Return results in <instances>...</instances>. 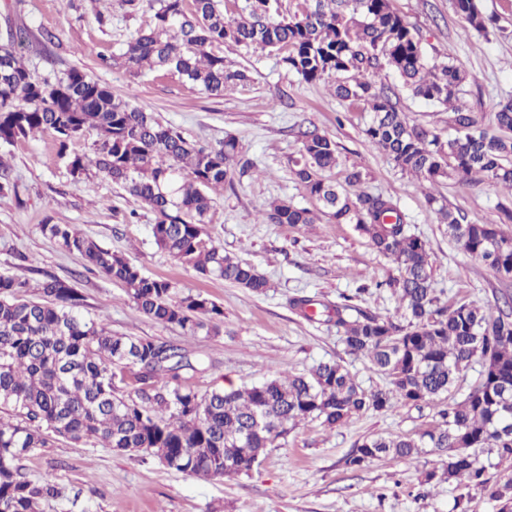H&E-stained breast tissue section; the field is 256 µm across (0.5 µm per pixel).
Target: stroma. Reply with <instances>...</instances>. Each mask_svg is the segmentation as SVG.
<instances>
[{
	"mask_svg": "<svg viewBox=\"0 0 512 512\" xmlns=\"http://www.w3.org/2000/svg\"><path fill=\"white\" fill-rule=\"evenodd\" d=\"M497 29L489 36L465 33V20L449 0H391L393 10L414 27L429 58H450L476 75L462 96L481 126H488L498 104L512 97V0H477ZM147 4L132 8L123 0H0V48L10 47L8 27L24 25L28 41L17 53L38 74L75 66L111 87L114 94L153 113L163 125L194 144L215 146L235 136L252 170L235 174L233 186L213 193L206 229L225 253L255 265L271 282L264 295L200 275L154 241L155 214L95 167L73 174L69 157H94L96 132L75 139L59 154L51 133L11 145L0 143V160L19 185L18 195H0V274L37 285L54 277L81 296V313L112 333L183 343L187 372L197 391L238 389L279 372L302 374L322 362L339 361L367 390L385 379L366 359L347 354L331 323L312 322L294 310L298 296L336 303L351 297L357 312L402 320L404 310L393 287L396 264L378 253L351 224L322 219L318 224H271L261 209L288 198L302 207L312 200L296 178L300 125H314L336 144L338 164L330 177L343 183L347 170L361 167L364 187L389 192L405 213L412 233L426 240L440 304L480 300L497 308L498 291L512 290V278L497 274L465 253L441 224L438 205L461 211L473 224L500 222L499 204L512 194L484 183L452 177L435 184L403 174L365 135L367 109L337 99L330 80L305 83L275 54L243 50L226 43L218 52L225 65L246 71L248 80L216 97L171 72L136 75L115 58L136 33L147 28ZM51 33L58 64H48L40 41ZM113 58L110 66L102 57ZM398 108L409 123L448 135V111L401 93ZM46 224H73L100 246L118 252L148 277L176 283L177 295L199 293L224 310L219 335L184 340L178 326L164 325L137 312L124 289L104 274L84 267L44 234ZM482 367L459 376L449 397L423 407L401 405L387 413L353 415L328 428L317 420L301 423L247 475L212 480L169 471L153 459L66 440L22 460L32 480H49L60 491L44 512H496L495 502L464 481L434 484L419 497L425 472L441 467L434 453L414 463L389 457L353 469L345 464L356 443L368 436L415 434L434 422L448 401L463 398ZM468 494L466 510L456 503Z\"/></svg>",
	"mask_w": 512,
	"mask_h": 512,
	"instance_id": "obj_1",
	"label": "stroma"
}]
</instances>
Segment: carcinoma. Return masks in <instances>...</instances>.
<instances>
[{"instance_id": "obj_1", "label": "carcinoma", "mask_w": 512, "mask_h": 512, "mask_svg": "<svg viewBox=\"0 0 512 512\" xmlns=\"http://www.w3.org/2000/svg\"><path fill=\"white\" fill-rule=\"evenodd\" d=\"M466 21L465 33L488 35L496 20L475 0H450ZM148 30L126 45L131 70L175 71L215 96L248 80L213 47L225 42L269 50L306 83L334 79L341 100L372 113L369 142L401 172L431 184L456 174L512 193V99L494 114V129L479 130L474 113L457 104L476 77L453 61L428 59L415 29L390 0H298L283 13L280 0H240L224 13L223 0H148ZM390 70L397 84L376 87L368 75ZM451 108L454 135L410 124L393 102L399 92ZM88 131L101 139L95 166L156 216V244L205 277H217L262 295L268 280L254 265L224 254L205 230L208 190L233 181L239 143L195 145L160 124L150 112L116 96L110 87L70 67L61 76L34 75L15 52L0 49V141L51 132L60 154ZM296 178L318 203L314 212L288 199L262 211L273 224H313L326 216L354 224L397 265L395 287L406 325L375 315H350L347 303L310 297L292 302L308 320L335 319L349 354L364 357L385 376L367 391L338 362H322L301 375H274L241 389L196 391L180 371L195 370L178 344L114 335L78 313L80 296L66 282L41 285L50 303L26 296L28 281L0 275V512H40L58 497L56 486L27 478L19 462L62 437L149 457L183 474L211 479L249 474L265 450L306 420L333 428L352 415L399 405L427 404L449 393L458 375L488 356L481 381L438 412L417 437H367L346 459L360 467L388 456L413 462L425 449L445 457L442 473L424 483L464 478L512 512V483L486 477L480 453L512 460V313L493 315L479 301L439 305L426 242L411 233L387 193H351L324 177L336 168V143L315 128L299 131ZM448 235L492 269L512 267V235L495 224H471L461 213L438 209ZM43 232L121 284L141 314L175 324L187 337L217 334L224 311L200 293L173 299L176 284L145 276L126 258L103 248L71 224H45Z\"/></svg>"}]
</instances>
